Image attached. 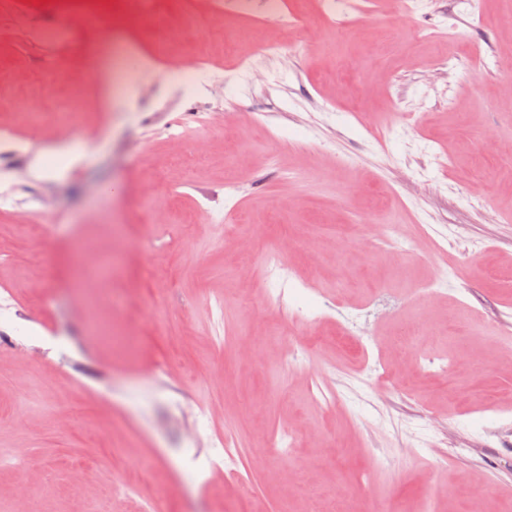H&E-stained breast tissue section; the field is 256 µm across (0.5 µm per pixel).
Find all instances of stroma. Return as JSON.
<instances>
[{
    "label": "stroma",
    "instance_id": "35a3bbf8",
    "mask_svg": "<svg viewBox=\"0 0 512 512\" xmlns=\"http://www.w3.org/2000/svg\"><path fill=\"white\" fill-rule=\"evenodd\" d=\"M236 2L153 0L163 28L93 13L52 84L0 14V149H22L0 180V512H512V0L350 2L343 36L325 0H288L307 46L270 24L278 51L245 69L267 0ZM117 41L207 50L220 107L153 74L125 111ZM75 125L86 156L49 176ZM389 217L416 250L359 244Z\"/></svg>",
    "mask_w": 512,
    "mask_h": 512
}]
</instances>
